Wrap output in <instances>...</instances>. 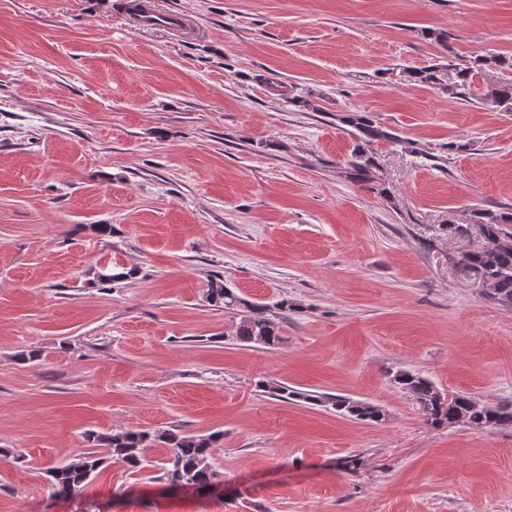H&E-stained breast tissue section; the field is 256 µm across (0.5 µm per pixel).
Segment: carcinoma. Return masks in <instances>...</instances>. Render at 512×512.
<instances>
[{
    "label": "carcinoma",
    "mask_w": 512,
    "mask_h": 512,
    "mask_svg": "<svg viewBox=\"0 0 512 512\" xmlns=\"http://www.w3.org/2000/svg\"><path fill=\"white\" fill-rule=\"evenodd\" d=\"M489 70L512 71V56H477L470 65L456 71L455 81L448 85L452 94L466 96L475 75ZM411 81L427 85L439 84L440 78L433 67H411L407 70ZM484 103L504 112H512V80L503 79L487 85L483 93ZM354 128L358 140L347 166L352 178L371 184V189L382 197L390 194L385 183L376 176L379 170L372 144L386 140L394 146L406 141L389 133L378 125L372 115L354 112L342 118ZM472 224L479 226L481 245L464 250L459 261L465 267L483 270L489 283L487 292L499 304L512 307V213L489 209H475L470 214ZM470 224V225H472ZM470 225L451 224L450 233L457 237L469 234ZM135 270L114 267L99 274L102 282H117L130 278ZM207 299L226 310L238 312L239 321L233 336L247 344L263 348L277 347L283 337L266 311V307L254 304L234 291L224 287L222 281L211 283ZM390 381L413 402L424 416V422L432 427L471 426L480 428L512 427V403L489 405L469 393L451 396L441 392L433 382L412 370L399 368L390 373ZM257 387L262 392L280 400L303 401L333 409L340 416L365 422L378 423L385 418L384 410L372 403L354 400L342 395L312 394L292 390L281 382L260 380ZM220 437L190 434L183 431H163L150 434L145 431L120 430L92 437L96 446L107 449L109 457L127 465L132 470H141L152 465L146 451L153 443L167 448V458L162 462L163 478L173 487L181 484L195 488L215 486L216 473L212 465V448ZM106 458L95 452H86L60 466L47 468L52 494L69 498L80 494L98 474Z\"/></svg>",
    "instance_id": "cac0c4a2"
}]
</instances>
